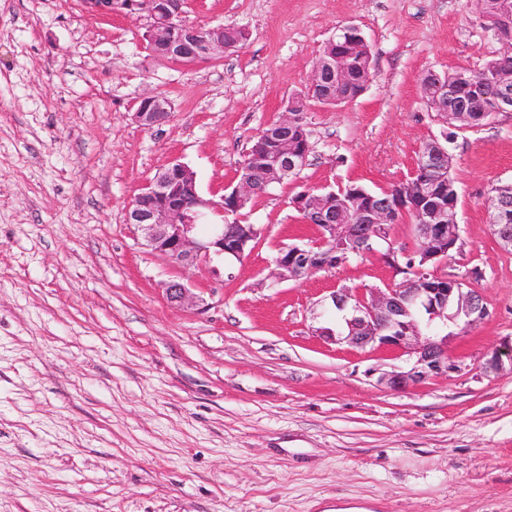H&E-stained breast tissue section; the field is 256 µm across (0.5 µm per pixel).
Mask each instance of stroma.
I'll use <instances>...</instances> for the list:
<instances>
[{
  "label": "stroma",
  "mask_w": 512,
  "mask_h": 512,
  "mask_svg": "<svg viewBox=\"0 0 512 512\" xmlns=\"http://www.w3.org/2000/svg\"><path fill=\"white\" fill-rule=\"evenodd\" d=\"M475 0H187L197 26H243L214 62L155 59L145 18L85 0H0V512H512V251L484 201L512 182V112L450 144L461 247L433 269L479 290L489 315L449 323L462 369L395 393L404 359L314 336L342 286L392 288L382 253L282 283L280 247L316 238L290 206L352 182L408 179L446 125L431 72L477 70L504 46ZM345 25L372 50L352 103L308 98L312 64ZM172 117L139 126L145 92ZM307 97L311 153L255 197L242 261L173 263L126 210L170 161L203 195L236 183L251 142ZM200 305L167 302L164 283ZM167 300L177 306H196L202 299L192 292L187 284L179 280H171L165 285Z\"/></svg>",
  "instance_id": "obj_1"
}]
</instances>
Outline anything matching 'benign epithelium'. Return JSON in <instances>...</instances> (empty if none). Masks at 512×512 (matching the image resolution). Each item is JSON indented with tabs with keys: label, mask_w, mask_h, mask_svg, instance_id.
I'll return each mask as SVG.
<instances>
[{
	"label": "benign epithelium",
	"mask_w": 512,
	"mask_h": 512,
	"mask_svg": "<svg viewBox=\"0 0 512 512\" xmlns=\"http://www.w3.org/2000/svg\"><path fill=\"white\" fill-rule=\"evenodd\" d=\"M186 0H128L130 16L146 17L147 33L154 35L150 44H159L175 64H195L202 61H216L224 56V40L215 33L224 30L219 24L207 28L209 35L200 34L199 28L185 19ZM366 43L364 35L355 26H344L337 30L326 46L335 48L325 52L316 60L311 72L310 90L327 82L342 84L348 80L345 60L352 49ZM423 82L430 85L432 93L426 99L430 110L438 113L444 121L467 119L466 109L455 104L463 89L460 77L455 74L431 72ZM489 93L485 112L494 115L498 112H512V72L493 70L487 75ZM144 109L134 112V120L145 128L159 127L169 122L171 101L159 94L146 93L140 98ZM304 123L296 102L285 107L276 127L281 131L278 137L273 160L279 172L288 176L301 166V156L291 141L294 129ZM446 142L448 133L434 138L422 148L418 163L425 178L437 181L440 168L434 160L448 155ZM179 183L166 179L152 178L144 190L160 199L151 207L130 204L126 212V222L140 231L144 246L172 260L177 264L190 265L198 257H216L224 262L241 260L248 242L260 234L257 225L240 230H224L222 224L210 225L206 238L198 239L200 217L207 211H217L227 215L244 206L252 197L261 193V188L251 181L241 180L231 190L225 191L219 199H206L199 193L194 171L182 163H174ZM390 198L376 200L372 194L359 189L358 201L362 207L356 212L361 219L359 224H340L345 211L330 207L326 198L316 196L296 197L292 207L311 214L321 221L319 230L322 243L331 247L330 255L336 266L349 263L355 256H365L376 251V247L386 241L385 233L396 212L405 208L408 201L406 189L401 186L387 191ZM492 221L507 224L512 221V194L493 192L485 203ZM418 248L409 253H401L404 258L418 257L421 264L440 263L447 259L450 250L458 246L460 240L456 222V208L448 207L425 209V220L417 225ZM353 239L356 246L345 250V240ZM275 267L270 277L276 282L297 278L328 266L322 255L313 254L301 245L284 247L274 260ZM442 285L426 288H338L330 299L340 313V329L320 327L318 335L335 342H346L355 347L376 345L407 357L409 368L394 369L383 373L378 382L392 391H402L425 379L448 374L461 369V366L448 356L446 337L425 335L421 324L413 317V312L422 308L430 312V328L434 321L447 324L463 318L472 325L487 315V307L482 294L465 287V282L457 279L439 278ZM167 300L177 306H194L200 298L187 284L171 280L165 285ZM509 360L512 372V345L492 351L485 362L489 372L504 370V360Z\"/></svg>",
	"instance_id": "1"
}]
</instances>
